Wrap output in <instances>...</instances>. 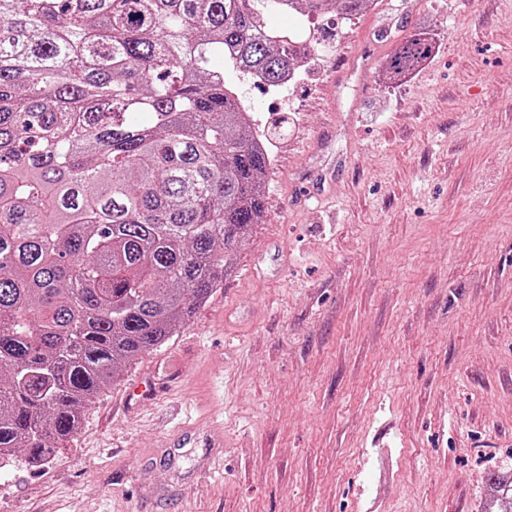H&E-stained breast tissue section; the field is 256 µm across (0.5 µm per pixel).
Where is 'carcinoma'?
I'll return each mask as SVG.
<instances>
[{
	"label": "carcinoma",
	"instance_id": "carcinoma-1",
	"mask_svg": "<svg viewBox=\"0 0 512 512\" xmlns=\"http://www.w3.org/2000/svg\"><path fill=\"white\" fill-rule=\"evenodd\" d=\"M331 2L0 0V468L49 461L219 285L270 165L227 74L280 88L316 48L268 14ZM433 49L407 39L390 77ZM484 512H512V470Z\"/></svg>",
	"mask_w": 512,
	"mask_h": 512
}]
</instances>
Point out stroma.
Segmentation results:
<instances>
[{
  "instance_id": "stroma-1",
  "label": "stroma",
  "mask_w": 512,
  "mask_h": 512,
  "mask_svg": "<svg viewBox=\"0 0 512 512\" xmlns=\"http://www.w3.org/2000/svg\"><path fill=\"white\" fill-rule=\"evenodd\" d=\"M243 86L288 124L260 223L79 434L0 469V512H482L512 467V0H378ZM433 49L430 37L424 33L416 34L404 41L389 58L387 71L390 79L417 67L432 55Z\"/></svg>"
}]
</instances>
